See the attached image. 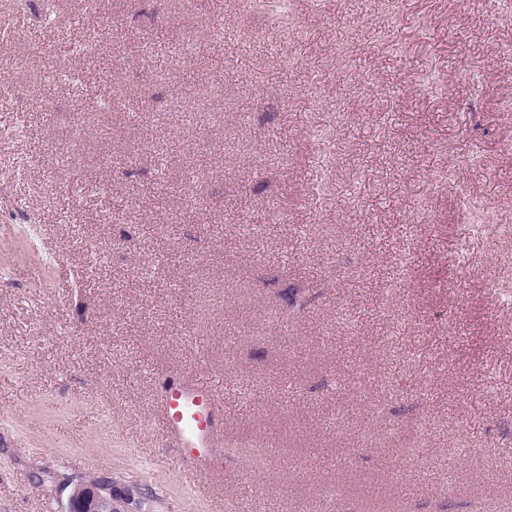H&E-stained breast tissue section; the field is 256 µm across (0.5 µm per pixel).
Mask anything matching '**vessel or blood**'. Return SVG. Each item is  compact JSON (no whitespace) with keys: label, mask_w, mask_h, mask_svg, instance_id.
I'll return each instance as SVG.
<instances>
[{"label":"vessel or blood","mask_w":512,"mask_h":512,"mask_svg":"<svg viewBox=\"0 0 512 512\" xmlns=\"http://www.w3.org/2000/svg\"><path fill=\"white\" fill-rule=\"evenodd\" d=\"M162 423L167 439L181 458L198 467L210 465L213 448L224 438L218 399L210 386L196 379L168 389Z\"/></svg>","instance_id":"vessel-or-blood-1"}]
</instances>
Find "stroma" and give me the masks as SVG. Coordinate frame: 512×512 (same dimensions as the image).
<instances>
[{"mask_svg": "<svg viewBox=\"0 0 512 512\" xmlns=\"http://www.w3.org/2000/svg\"><path fill=\"white\" fill-rule=\"evenodd\" d=\"M288 2L0 0V512H512V0ZM163 431L183 460L209 467L212 448L224 438L223 413L216 394L206 383L191 379L171 386L164 399ZM124 504L108 484L96 481L73 489L61 512H128Z\"/></svg>", "mask_w": 512, "mask_h": 512, "instance_id": "obj_1", "label": "stroma"}]
</instances>
